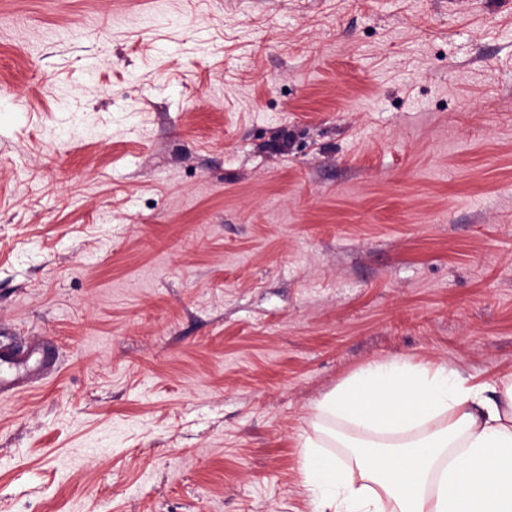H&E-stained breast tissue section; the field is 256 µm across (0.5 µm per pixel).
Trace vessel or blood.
<instances>
[{
    "mask_svg": "<svg viewBox=\"0 0 512 512\" xmlns=\"http://www.w3.org/2000/svg\"><path fill=\"white\" fill-rule=\"evenodd\" d=\"M55 363L54 351L44 342L20 346L0 338V395L15 392L27 379L51 370Z\"/></svg>",
    "mask_w": 512,
    "mask_h": 512,
    "instance_id": "vessel-or-blood-1",
    "label": "vessel or blood"
}]
</instances>
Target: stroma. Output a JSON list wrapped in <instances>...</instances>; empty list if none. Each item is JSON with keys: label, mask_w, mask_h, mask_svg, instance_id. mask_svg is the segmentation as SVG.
<instances>
[{"label": "stroma", "mask_w": 512, "mask_h": 512, "mask_svg": "<svg viewBox=\"0 0 512 512\" xmlns=\"http://www.w3.org/2000/svg\"><path fill=\"white\" fill-rule=\"evenodd\" d=\"M0 512H311L314 403L512 375V0H0ZM55 352L44 342L19 346L0 338V395L13 393L32 376L51 370Z\"/></svg>", "instance_id": "35a3bbf8"}]
</instances>
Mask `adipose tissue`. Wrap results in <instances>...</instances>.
<instances>
[{
  "label": "adipose tissue",
  "mask_w": 512,
  "mask_h": 512,
  "mask_svg": "<svg viewBox=\"0 0 512 512\" xmlns=\"http://www.w3.org/2000/svg\"><path fill=\"white\" fill-rule=\"evenodd\" d=\"M312 512H512V380L374 361L314 405Z\"/></svg>",
  "instance_id": "1"
}]
</instances>
